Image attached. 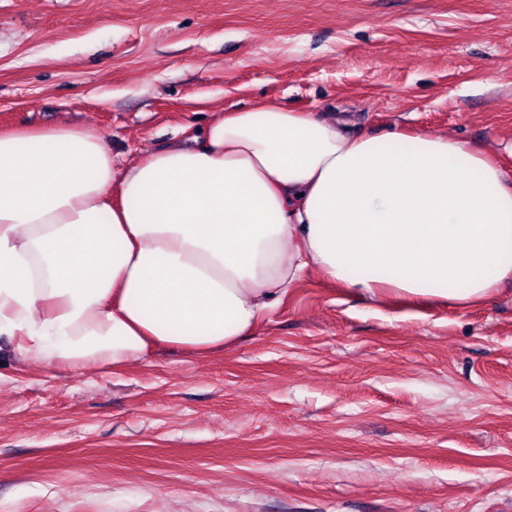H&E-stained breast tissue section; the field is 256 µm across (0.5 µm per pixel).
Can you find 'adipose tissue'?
<instances>
[{"mask_svg": "<svg viewBox=\"0 0 512 512\" xmlns=\"http://www.w3.org/2000/svg\"><path fill=\"white\" fill-rule=\"evenodd\" d=\"M273 101L115 167L95 129L0 131V340L120 367L249 336L310 272L377 306L465 307L512 282V181L447 136L358 134Z\"/></svg>", "mask_w": 512, "mask_h": 512, "instance_id": "1", "label": "adipose tissue"}]
</instances>
